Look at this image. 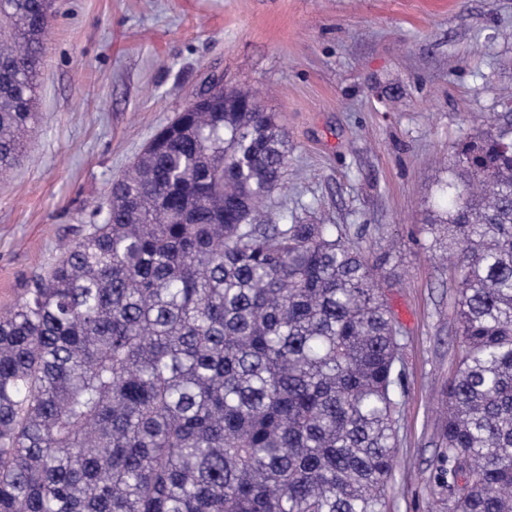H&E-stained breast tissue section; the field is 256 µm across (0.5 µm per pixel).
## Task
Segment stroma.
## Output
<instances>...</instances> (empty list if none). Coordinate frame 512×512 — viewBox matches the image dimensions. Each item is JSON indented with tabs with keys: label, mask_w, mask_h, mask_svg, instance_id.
<instances>
[{
	"label": "stroma",
	"mask_w": 512,
	"mask_h": 512,
	"mask_svg": "<svg viewBox=\"0 0 512 512\" xmlns=\"http://www.w3.org/2000/svg\"><path fill=\"white\" fill-rule=\"evenodd\" d=\"M38 129L0 177V314L99 223L112 179L214 82L288 133L283 216L383 257L402 395L384 512H443L437 409L457 371L456 288L425 226L454 146L512 113V0H55Z\"/></svg>",
	"instance_id": "obj_1"
}]
</instances>
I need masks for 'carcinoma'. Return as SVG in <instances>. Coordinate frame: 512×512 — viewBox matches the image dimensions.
Here are the masks:
<instances>
[{"label":"carcinoma","mask_w":512,"mask_h":512,"mask_svg":"<svg viewBox=\"0 0 512 512\" xmlns=\"http://www.w3.org/2000/svg\"><path fill=\"white\" fill-rule=\"evenodd\" d=\"M54 0H0V174L37 124ZM158 130L0 317V512H383L402 387L378 261L266 224L288 139L214 86ZM426 225L450 258L445 512H512V115L461 142Z\"/></svg>","instance_id":"1"}]
</instances>
